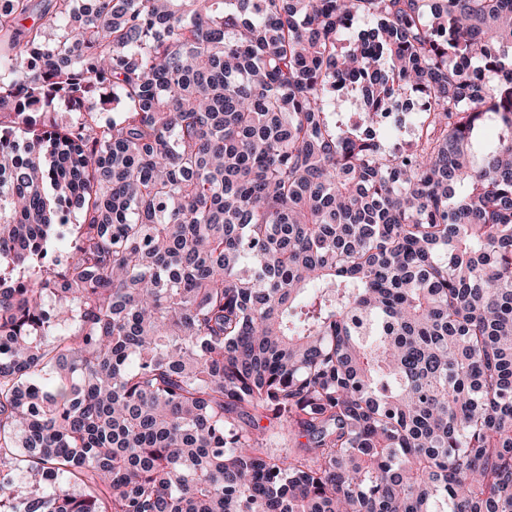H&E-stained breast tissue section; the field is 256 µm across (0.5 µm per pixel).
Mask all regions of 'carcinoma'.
Here are the masks:
<instances>
[{"label": "carcinoma", "instance_id": "obj_1", "mask_svg": "<svg viewBox=\"0 0 512 512\" xmlns=\"http://www.w3.org/2000/svg\"><path fill=\"white\" fill-rule=\"evenodd\" d=\"M2 71L0 512H512V0H0Z\"/></svg>", "mask_w": 512, "mask_h": 512}]
</instances>
